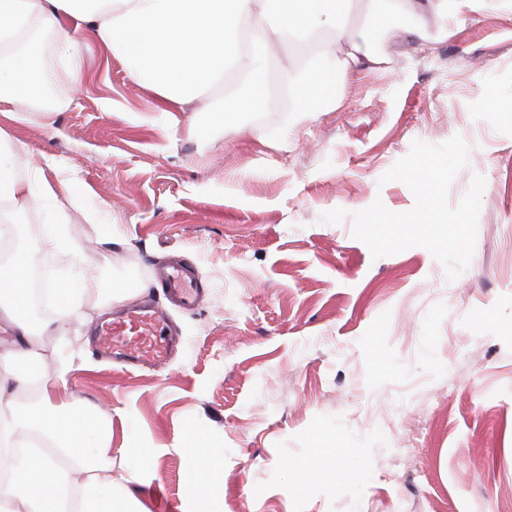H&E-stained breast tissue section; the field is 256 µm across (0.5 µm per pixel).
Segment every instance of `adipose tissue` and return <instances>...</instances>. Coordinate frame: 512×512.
<instances>
[{
  "label": "adipose tissue",
  "mask_w": 512,
  "mask_h": 512,
  "mask_svg": "<svg viewBox=\"0 0 512 512\" xmlns=\"http://www.w3.org/2000/svg\"><path fill=\"white\" fill-rule=\"evenodd\" d=\"M352 0H0V102L34 100L36 76L21 44L51 34L60 60L74 80L82 78L80 44L94 40L129 64L133 80H148L160 112H183L212 86L223 82L228 65L243 69L254 83L242 97L244 111L259 112L265 95L256 77L275 42L303 33L314 35L345 15ZM369 10L405 12L409 35L422 36L428 13L451 35L462 22L512 20L489 0H367ZM279 14L280 27L267 26V12ZM343 55L336 64L349 74L379 64L383 51L369 29L337 30ZM77 178L49 182L39 177L23 142L0 136V237L26 212L44 206L58 192H75ZM96 280L66 281L52 288L53 318L28 312L29 284L20 262L0 265V318L8 319L16 341L13 354L28 357L39 332H63L83 293ZM66 373L40 375L10 371L0 355V394L37 388L35 403L0 411V512H148L132 493L112 483V416L88 402L62 396ZM184 481L196 494L224 502V453L218 448L187 451Z\"/></svg>",
  "instance_id": "obj_1"
}]
</instances>
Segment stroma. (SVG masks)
Here are the masks:
<instances>
[{"label":"stroma","instance_id":"stroma-1","mask_svg":"<svg viewBox=\"0 0 512 512\" xmlns=\"http://www.w3.org/2000/svg\"><path fill=\"white\" fill-rule=\"evenodd\" d=\"M344 26L371 29L383 62L339 79L336 101L308 116L297 101L262 114L156 112L147 83L94 44L85 79L70 75L51 37L32 112H0V132L24 142L48 181L76 173L79 199L58 193L30 209L15 254L35 253L46 283L60 278L43 242L63 217L77 262L102 287L136 280L134 300L167 309L184 345L162 368L131 369L96 344L97 293L63 334L42 333L33 357L69 366L67 392L112 414V479L145 505L166 487L172 512L193 499L184 451L224 452V512H512V21L478 19L442 36L406 39L401 15L355 9ZM211 129L210 141L195 129ZM461 135L485 179L475 252L453 281L424 248L373 258L353 238L354 213L415 199L381 176L413 140ZM101 207L91 226L89 207ZM191 259L203 296L191 311L151 288L158 266ZM160 449L148 480L123 455L130 438ZM313 473L295 491V468ZM344 467L348 479L333 478Z\"/></svg>","mask_w":512,"mask_h":512}]
</instances>
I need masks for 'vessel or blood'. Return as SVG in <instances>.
<instances>
[{"label": "vessel or blood", "instance_id": "obj_1", "mask_svg": "<svg viewBox=\"0 0 512 512\" xmlns=\"http://www.w3.org/2000/svg\"><path fill=\"white\" fill-rule=\"evenodd\" d=\"M162 286L180 305L194 307L199 294L197 272L188 263L174 264L158 273ZM165 314L154 305L143 303L119 310L101 324V343L124 362L160 366L168 362L174 344L168 336Z\"/></svg>", "mask_w": 512, "mask_h": 512}]
</instances>
